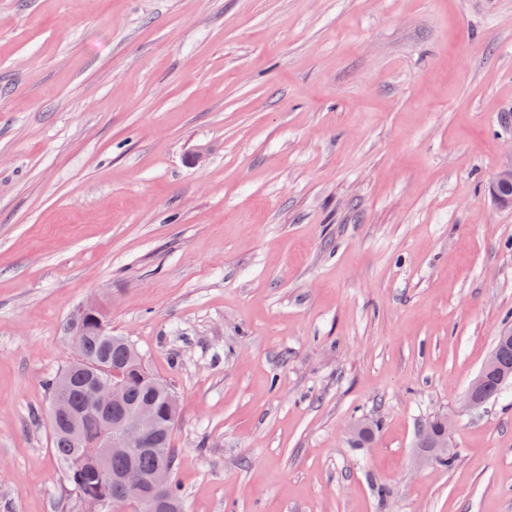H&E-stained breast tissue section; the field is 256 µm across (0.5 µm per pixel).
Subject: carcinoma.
Returning <instances> with one entry per match:
<instances>
[{"label":"carcinoma","instance_id":"cac0c4a2","mask_svg":"<svg viewBox=\"0 0 512 512\" xmlns=\"http://www.w3.org/2000/svg\"><path fill=\"white\" fill-rule=\"evenodd\" d=\"M84 329L81 345L75 349V358L59 374L48 378L45 387L49 398L61 397L72 409L83 405L85 393L98 380H112V371L125 375L122 409L136 410L142 406L152 408L157 416L163 437L141 452L134 461L124 456L112 457L109 471L97 468L93 461V449L84 447L98 437L97 417L111 414L112 407L93 408L73 429L70 423L51 429L52 452L64 469L67 486L80 503L109 499L119 493L111 481L114 475L132 474L147 480L161 464L176 466L177 452L173 448L175 422L170 420L166 393L153 385L155 376L142 362L137 349L125 336L112 333L109 326L98 329L84 324L79 315L74 329ZM492 353L496 355V368L489 379L488 397L498 396L504 385L500 378L512 380V338H497Z\"/></svg>","mask_w":512,"mask_h":512}]
</instances>
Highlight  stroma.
Here are the masks:
<instances>
[{
    "instance_id": "35a3bbf8",
    "label": "stroma",
    "mask_w": 512,
    "mask_h": 512,
    "mask_svg": "<svg viewBox=\"0 0 512 512\" xmlns=\"http://www.w3.org/2000/svg\"><path fill=\"white\" fill-rule=\"evenodd\" d=\"M511 152L512 0H0V512H81L43 382L94 296L178 394L186 512H512V384L461 409ZM439 431V422L437 419H432L430 433L422 438H417V447L420 448V456L427 463H436L440 458L448 454V440L436 442L429 446V441L432 437L436 436ZM456 460V454L450 449L448 457L440 460L438 465L444 469L451 468Z\"/></svg>"
}]
</instances>
